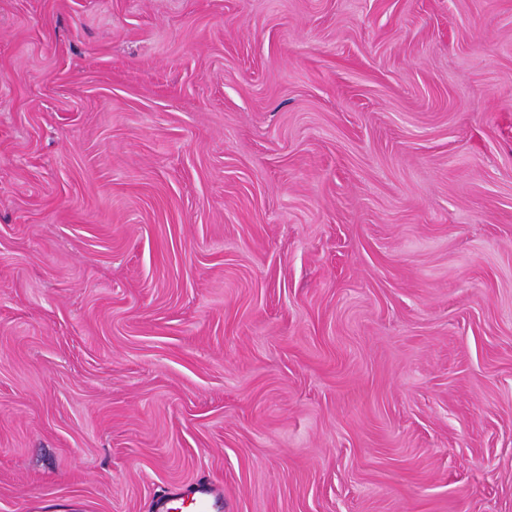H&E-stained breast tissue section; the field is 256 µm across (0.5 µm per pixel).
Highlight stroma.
<instances>
[{
	"label": "stroma",
	"mask_w": 512,
	"mask_h": 512,
	"mask_svg": "<svg viewBox=\"0 0 512 512\" xmlns=\"http://www.w3.org/2000/svg\"><path fill=\"white\" fill-rule=\"evenodd\" d=\"M512 512V0H0V512ZM184 509L187 512H214L217 509V498L211 484L198 483L190 496L163 501L158 512H183Z\"/></svg>",
	"instance_id": "1"
}]
</instances>
